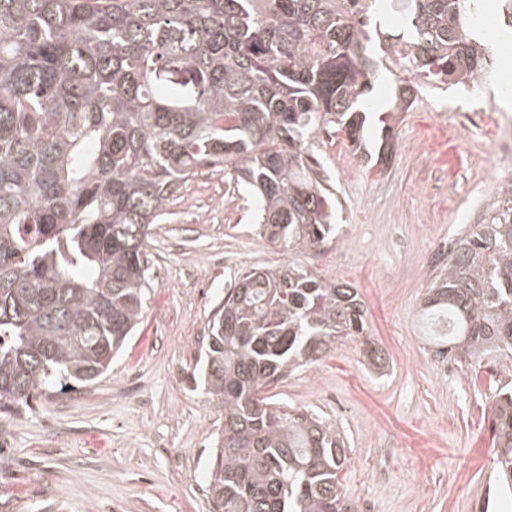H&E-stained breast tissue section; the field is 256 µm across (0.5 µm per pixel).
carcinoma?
I'll return each instance as SVG.
<instances>
[{
  "instance_id": "cac0c4a2",
  "label": "carcinoma",
  "mask_w": 512,
  "mask_h": 512,
  "mask_svg": "<svg viewBox=\"0 0 512 512\" xmlns=\"http://www.w3.org/2000/svg\"><path fill=\"white\" fill-rule=\"evenodd\" d=\"M377 0H0V410L94 385L143 315L147 239L204 170L247 185L282 254L336 238L320 130L361 145ZM386 53L428 85L491 78L485 0H396ZM434 355L483 382L493 482L512 493V181L438 254ZM358 289L293 263L235 279L195 380L224 406L209 512H355L345 434L263 395L345 342Z\"/></svg>"
}]
</instances>
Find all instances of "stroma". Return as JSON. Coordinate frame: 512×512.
I'll return each instance as SVG.
<instances>
[{"label":"stroma","mask_w":512,"mask_h":512,"mask_svg":"<svg viewBox=\"0 0 512 512\" xmlns=\"http://www.w3.org/2000/svg\"><path fill=\"white\" fill-rule=\"evenodd\" d=\"M511 51L494 48L495 79L421 87L408 112L392 111L394 76L381 72L362 149L342 133L314 137L338 224L321 250L278 253L229 173L183 185L150 228L142 324L108 374L0 414V512H208L210 443L224 410L196 391L192 372L238 272L286 259L358 288L367 336L387 357L373 372L348 343L269 389L339 425L357 512H512V499L490 494V404L458 366L435 361L421 321L435 255L497 196L500 129L512 126L499 87L512 81L503 67ZM471 110L486 113L483 131H451L450 112ZM384 122L397 135L390 149Z\"/></svg>","instance_id":"1"}]
</instances>
